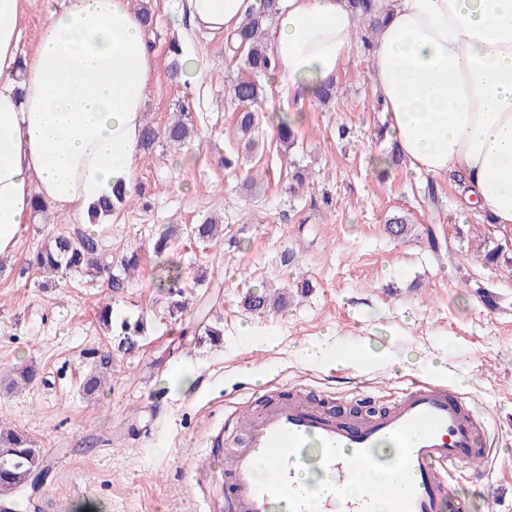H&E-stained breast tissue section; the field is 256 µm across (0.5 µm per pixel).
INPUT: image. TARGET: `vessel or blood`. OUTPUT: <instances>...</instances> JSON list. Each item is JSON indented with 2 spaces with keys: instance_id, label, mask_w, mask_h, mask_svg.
<instances>
[{
  "instance_id": "vessel-or-blood-1",
  "label": "vessel or blood",
  "mask_w": 512,
  "mask_h": 512,
  "mask_svg": "<svg viewBox=\"0 0 512 512\" xmlns=\"http://www.w3.org/2000/svg\"><path fill=\"white\" fill-rule=\"evenodd\" d=\"M242 441L224 461V497L231 512H373L375 496L389 512H464L451 501L448 475L486 458L483 423L467 402L424 381L412 383L396 402L375 417L345 422L330 407L288 397L259 413L240 417ZM399 450L401 479L367 495L337 499L335 484L310 493L299 482L296 461L309 469L342 477L379 465V448ZM270 475L259 482V462Z\"/></svg>"
}]
</instances>
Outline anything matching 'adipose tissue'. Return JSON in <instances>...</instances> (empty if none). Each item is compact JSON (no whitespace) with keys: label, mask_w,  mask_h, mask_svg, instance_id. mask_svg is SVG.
I'll use <instances>...</instances> for the list:
<instances>
[{"label":"adipose tissue","mask_w":512,"mask_h":512,"mask_svg":"<svg viewBox=\"0 0 512 512\" xmlns=\"http://www.w3.org/2000/svg\"><path fill=\"white\" fill-rule=\"evenodd\" d=\"M252 0H186L200 31L236 27ZM23 0H0V256L35 200L83 220L131 190L155 78L134 0H47L21 52ZM359 21L347 0H282L273 81L300 98L334 81ZM388 130L411 167L463 178L512 227V0H389L372 50Z\"/></svg>","instance_id":"1"}]
</instances>
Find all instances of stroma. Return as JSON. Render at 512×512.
Returning a JSON list of instances; mask_svg holds the SVG:
<instances>
[{
    "label": "stroma",
    "mask_w": 512,
    "mask_h": 512,
    "mask_svg": "<svg viewBox=\"0 0 512 512\" xmlns=\"http://www.w3.org/2000/svg\"><path fill=\"white\" fill-rule=\"evenodd\" d=\"M182 6L149 2L156 79L145 118L162 128L188 106L205 145L188 152L161 139L139 153L133 201L93 230L113 260L137 246V272L113 294L103 276L23 271L50 237L88 230L52 208L0 257V375L24 364L40 373L28 389L0 382V422L27 435L49 468L38 491L0 496V506L30 499L34 512L83 503L95 512H223L212 441L234 437L238 410L298 391L345 410H380L425 380L462 394L486 423L490 456L452 473L455 498L470 512H512V264L477 256L482 245L512 250V230L462 210L456 177L419 174L405 162L375 167L391 146L361 45L337 75L334 99L304 101L292 149L263 123L256 152L245 154L227 97L239 62L224 34L173 27ZM174 43L180 54L170 53ZM179 55L199 57L201 75L169 78ZM303 168L312 179L294 186ZM257 174L264 184L247 190L245 179ZM429 185L438 206L423 195ZM326 193L332 206L321 201ZM209 218L222 224L221 241L188 244L190 227ZM394 218L411 224L408 236L388 232ZM170 225L178 235L156 255L155 236ZM430 230L439 249L427 243ZM163 265L181 270L185 309L156 287ZM275 288L287 291L283 308L244 306L245 294ZM106 303L114 321L143 322L135 353L114 352L97 319ZM212 327L221 340L208 336ZM327 335L366 344L381 364L310 362L306 349ZM106 353L107 384L87 395L83 383Z\"/></svg>",
    "instance_id": "35a3bbf8"
}]
</instances>
